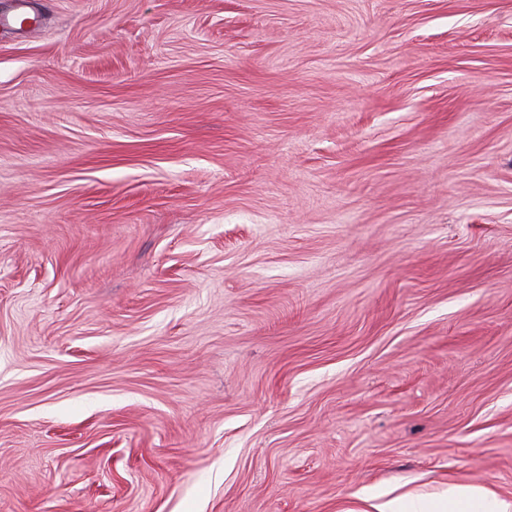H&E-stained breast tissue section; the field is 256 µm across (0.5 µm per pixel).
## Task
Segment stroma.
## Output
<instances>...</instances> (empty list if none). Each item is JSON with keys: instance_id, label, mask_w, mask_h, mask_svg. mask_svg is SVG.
<instances>
[{"instance_id": "1", "label": "stroma", "mask_w": 512, "mask_h": 512, "mask_svg": "<svg viewBox=\"0 0 512 512\" xmlns=\"http://www.w3.org/2000/svg\"><path fill=\"white\" fill-rule=\"evenodd\" d=\"M512 498V0H52L0 28V512ZM31 0H16L13 13L0 17V25L4 27H14L18 25V30L25 33H33L40 28L41 14L35 11L31 6ZM408 483L386 489L365 488L355 494L365 507L360 512H511L512 500L483 486L453 485L447 494L420 496Z\"/></svg>"}]
</instances>
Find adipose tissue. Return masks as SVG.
Instances as JSON below:
<instances>
[{
    "label": "adipose tissue",
    "mask_w": 512,
    "mask_h": 512,
    "mask_svg": "<svg viewBox=\"0 0 512 512\" xmlns=\"http://www.w3.org/2000/svg\"><path fill=\"white\" fill-rule=\"evenodd\" d=\"M363 512H512V500L483 486L453 485L447 493L426 497L395 484L366 488L357 494Z\"/></svg>",
    "instance_id": "adipose-tissue-1"
}]
</instances>
